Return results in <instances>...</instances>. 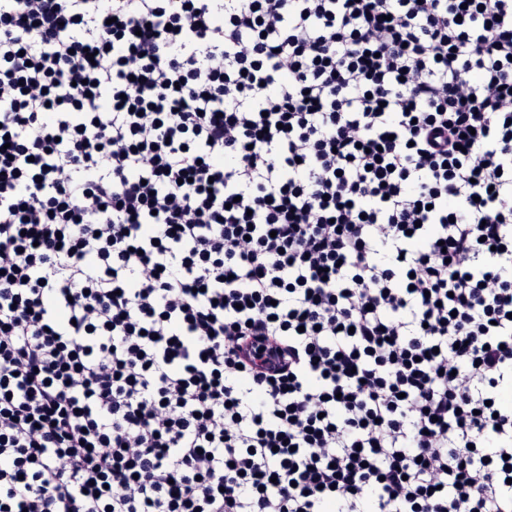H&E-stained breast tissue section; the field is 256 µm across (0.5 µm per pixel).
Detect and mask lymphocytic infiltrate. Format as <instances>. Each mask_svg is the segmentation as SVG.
<instances>
[{"mask_svg":"<svg viewBox=\"0 0 512 512\" xmlns=\"http://www.w3.org/2000/svg\"><path fill=\"white\" fill-rule=\"evenodd\" d=\"M512 0H0V512H512Z\"/></svg>","mask_w":512,"mask_h":512,"instance_id":"obj_1","label":"lymphocytic infiltrate"}]
</instances>
